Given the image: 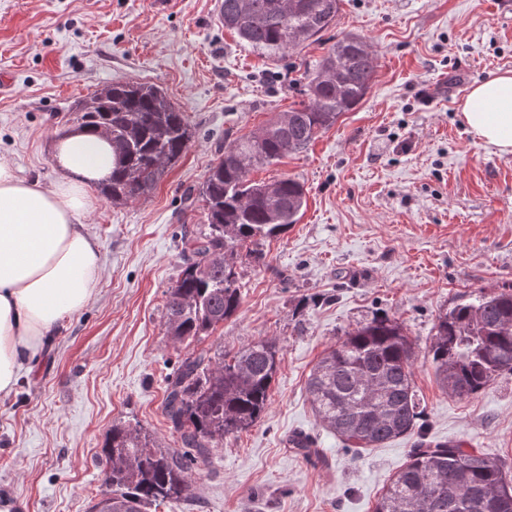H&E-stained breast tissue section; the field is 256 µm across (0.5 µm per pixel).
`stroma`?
I'll return each instance as SVG.
<instances>
[{
    "mask_svg": "<svg viewBox=\"0 0 512 512\" xmlns=\"http://www.w3.org/2000/svg\"><path fill=\"white\" fill-rule=\"evenodd\" d=\"M219 0H0V161L41 186L73 105L104 85L149 82L195 132L149 195L115 205L91 185L83 229L104 275L0 395V512H93L101 450L114 424L179 449L162 412L165 377L190 347L169 339L167 291L186 237L205 231L188 204L230 137L303 100L304 74L355 36L379 59L361 102L301 152L250 176H291L307 191L297 224L267 240L263 264L236 261L241 304L203 347L279 348L270 401L249 431L225 438L194 475L193 496L147 512H372L415 441L354 452L325 429L306 378L325 350L373 317L397 320L416 351L426 439L512 461V374L459 400L426 356L440 314L512 289V153L464 124L467 90L512 70V0H342L322 39L282 58L254 52L218 19ZM313 441L315 459L288 440Z\"/></svg>",
    "mask_w": 512,
    "mask_h": 512,
    "instance_id": "stroma-1",
    "label": "stroma"
}]
</instances>
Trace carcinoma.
I'll list each match as a JSON object with an SVG mask.
<instances>
[{
  "mask_svg": "<svg viewBox=\"0 0 512 512\" xmlns=\"http://www.w3.org/2000/svg\"><path fill=\"white\" fill-rule=\"evenodd\" d=\"M340 0H222L224 27L253 48L284 56L317 40L335 22ZM377 56L360 39L336 41L306 74L308 101L224 146L199 188L207 230L185 241L189 253L166 301L175 344L200 341L240 306L235 260L264 259L263 242L297 223L307 206L292 177L254 181L250 172L306 148L354 109L372 84ZM78 127L112 139L116 159L101 184L114 204L153 192L187 150L194 132L165 90L114 83L78 101ZM427 356L441 388L469 398L512 374V290L480 294L439 316ZM279 350L259 340L232 355L224 348L190 353L167 377L163 413L183 451L162 449L142 427L112 426L103 453V497L96 512H146L193 490V471L224 438L258 422L270 398ZM415 351L388 316L348 332L311 371L307 391L320 422L349 448L380 447L411 434L421 417ZM374 512H512V464L480 448L422 440L390 479Z\"/></svg>",
  "mask_w": 512,
  "mask_h": 512,
  "instance_id": "obj_1",
  "label": "carcinoma"
}]
</instances>
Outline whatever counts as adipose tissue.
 Wrapping results in <instances>:
<instances>
[{
  "label": "adipose tissue",
  "mask_w": 512,
  "mask_h": 512,
  "mask_svg": "<svg viewBox=\"0 0 512 512\" xmlns=\"http://www.w3.org/2000/svg\"><path fill=\"white\" fill-rule=\"evenodd\" d=\"M462 118L482 142L512 152V70L473 85ZM53 157L61 176L47 188L0 162V394L13 391L56 325L88 304L102 270L82 221L94 209L89 185L112 173V145L77 129L55 139Z\"/></svg>",
  "instance_id": "1"
}]
</instances>
